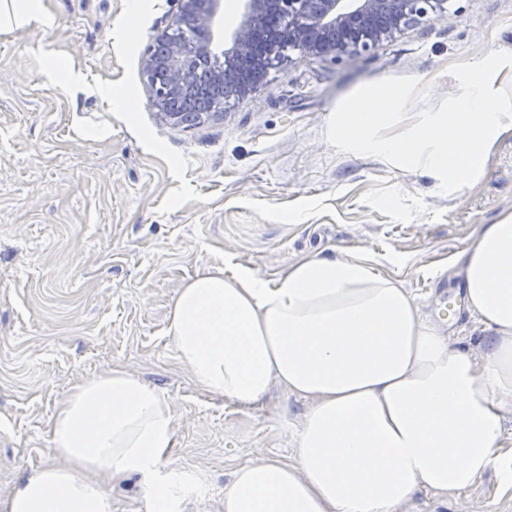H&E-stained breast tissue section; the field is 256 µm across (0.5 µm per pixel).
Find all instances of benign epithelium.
I'll return each instance as SVG.
<instances>
[{"mask_svg": "<svg viewBox=\"0 0 512 512\" xmlns=\"http://www.w3.org/2000/svg\"><path fill=\"white\" fill-rule=\"evenodd\" d=\"M174 24L144 60L156 109L176 125L193 120L178 108L189 76L205 72L224 100L255 91L269 71L298 58L356 57L427 20L448 16V0H242L241 21L223 34L224 0H179ZM224 38V49L215 41Z\"/></svg>", "mask_w": 512, "mask_h": 512, "instance_id": "obj_1", "label": "benign epithelium"}]
</instances>
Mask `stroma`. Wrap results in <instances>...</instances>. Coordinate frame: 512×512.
Returning a JSON list of instances; mask_svg holds the SVG:
<instances>
[{
    "label": "stroma",
    "mask_w": 512,
    "mask_h": 512,
    "mask_svg": "<svg viewBox=\"0 0 512 512\" xmlns=\"http://www.w3.org/2000/svg\"><path fill=\"white\" fill-rule=\"evenodd\" d=\"M42 2L48 25L0 32V498L63 465L57 406L122 368L170 404L173 465L210 477L191 512H223L238 466L294 458L307 404L277 384L249 410L199 389L165 336L178 289L206 269L272 281L307 255L366 256L437 320L458 286L450 268L481 225L512 213V137L477 182L441 195L421 170L337 152L328 119L358 87L397 76L439 107L458 89L448 65L512 52V0H450L447 18L371 56L294 60L191 128L159 114L143 77L178 0ZM72 70L87 89L70 86ZM502 427L499 466L462 492H417L406 512H512V403Z\"/></svg>",
    "instance_id": "stroma-1"
}]
</instances>
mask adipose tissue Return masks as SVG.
Listing matches in <instances>:
<instances>
[{
    "label": "adipose tissue",
    "mask_w": 512,
    "mask_h": 512,
    "mask_svg": "<svg viewBox=\"0 0 512 512\" xmlns=\"http://www.w3.org/2000/svg\"><path fill=\"white\" fill-rule=\"evenodd\" d=\"M41 0H0V30L42 23ZM468 311L490 331L468 351L366 257L311 256L269 282L206 270L185 282L166 337L201 388L244 408L272 385L308 400L291 461L238 467L224 512H403L416 491L469 488L499 460L512 400V214L483 225L454 270ZM64 466L20 480L0 512H112L105 482L138 478L145 512H184L208 486L172 465V410L115 369L59 405Z\"/></svg>",
    "instance_id": "ef3b65f1"
}]
</instances>
